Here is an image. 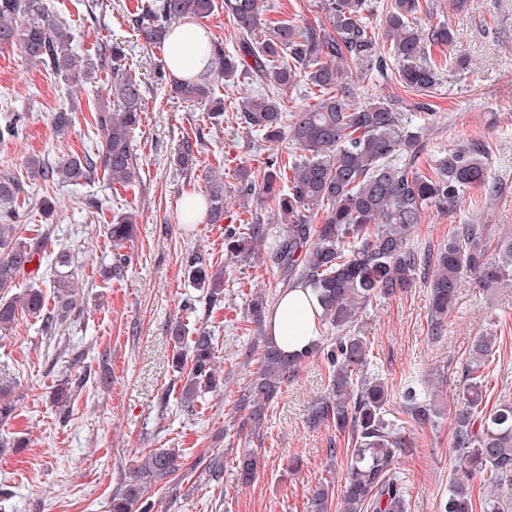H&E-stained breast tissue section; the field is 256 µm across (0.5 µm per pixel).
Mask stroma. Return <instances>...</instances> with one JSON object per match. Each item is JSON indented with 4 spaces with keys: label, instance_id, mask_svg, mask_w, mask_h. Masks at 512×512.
I'll return each mask as SVG.
<instances>
[{
    "label": "stroma",
    "instance_id": "1",
    "mask_svg": "<svg viewBox=\"0 0 512 512\" xmlns=\"http://www.w3.org/2000/svg\"><path fill=\"white\" fill-rule=\"evenodd\" d=\"M51 15L67 22L76 52L96 61L101 46L124 42L126 68L146 86L145 110L132 135L137 179L127 187L95 177L81 187L33 178L26 165L36 156L55 163L96 147L100 130L87 124L89 106L107 97L109 78L71 83L31 66L20 46L0 48V127L15 113L26 116L22 134L0 142V171L29 188L21 201L20 235L46 257L38 277L21 276L16 292L31 284L50 289L59 269L51 259L69 255L67 273L77 280V307L61 327L45 329L44 317L22 314L0 338V374L15 384V410L0 422V437L22 436L21 453L0 455V512H109V502L124 476L153 448L184 457L188 470L174 488L151 489L155 512H307V492L321 479L341 483L346 473V436L307 423L310 406L328 392L327 370L313 358L282 387L258 434H251L248 412L239 400L257 366L258 336L251 301L264 296L275 308L281 285L264 271V253L225 264L224 225L271 220L275 204L265 195L242 198V179L261 167L267 145L237 119L240 97L254 85L241 81L226 88L224 119L212 124L205 108L176 98L170 84L158 81L167 49L148 43L128 17L137 0H45ZM433 0L434 8L415 19L419 29L445 22L455 40L444 49L445 63L430 97L434 115L421 118L416 93L396 81L365 80L370 92L396 96L410 128L428 156L476 138L488 149V175L496 196L472 190L455 210L427 206L413 232L416 246H437L454 224H489L512 229V0ZM467 55L468 68L456 58ZM72 111L75 124L63 137L51 125L54 112ZM194 145L196 162L180 168L176 155L184 141ZM224 173L225 223L186 224L178 201L187 191L205 188L215 162ZM52 198L56 210L44 217L40 203ZM96 198L100 210L87 201ZM136 219L131 241L122 249L128 266L121 278L104 270L113 250L105 224L122 212ZM200 253L224 270V300L212 310L204 293L184 275L187 254ZM512 324V288L495 294L466 286L459 305L431 341L429 290L424 277L412 288L372 301L362 315V332L372 343L371 373L399 395L407 378L427 379L444 371L447 403L435 427L405 420L409 447L398 467L409 488L408 512H438L453 476L450 447L456 394L465 349L474 336L492 331L495 321ZM205 328L217 339L216 361L224 389L202 395L194 411L179 404L180 381L171 367L170 329L176 323ZM498 357L490 367L486 399H512V331L498 332ZM73 382L68 412H59L50 394L62 380ZM260 456L261 470L242 485L236 468L243 451ZM224 462L220 477L205 469L206 458ZM299 467H291V459Z\"/></svg>",
    "mask_w": 512,
    "mask_h": 512
}]
</instances>
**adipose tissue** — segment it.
Listing matches in <instances>:
<instances>
[{
	"instance_id": "adipose-tissue-1",
	"label": "adipose tissue",
	"mask_w": 512,
	"mask_h": 512,
	"mask_svg": "<svg viewBox=\"0 0 512 512\" xmlns=\"http://www.w3.org/2000/svg\"><path fill=\"white\" fill-rule=\"evenodd\" d=\"M202 31L191 22L174 25L169 34L166 64L178 81L197 79L204 63L200 51ZM318 300L311 289L292 288L283 293L268 324L274 343L293 354L313 345L318 333Z\"/></svg>"
}]
</instances>
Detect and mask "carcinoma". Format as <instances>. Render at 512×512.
Here are the masks:
<instances>
[{"instance_id": "carcinoma-1", "label": "carcinoma", "mask_w": 512, "mask_h": 512, "mask_svg": "<svg viewBox=\"0 0 512 512\" xmlns=\"http://www.w3.org/2000/svg\"><path fill=\"white\" fill-rule=\"evenodd\" d=\"M215 0H155L134 19L146 39L162 45L177 19H206ZM421 0H390L383 27L367 22V0H322L325 23L299 25L292 20L274 22L270 36H262L266 20L259 0H224V13L234 30L235 49L224 52L222 43L205 37L202 52L208 65L194 81L179 82L171 92L185 102L206 104L214 120L223 116L224 100L215 95L214 83L224 79L237 86L244 75L256 84L286 89L305 81L318 90L315 102L297 112L288 130H281L283 105L264 91L242 97L239 121L250 132H261L272 150L266 166L241 187L245 196L259 190L277 206L278 229L255 218L243 228L227 225L224 253L246 261L262 244L268 271L282 288L309 287L317 297L324 327L322 341L301 353H284L269 336L257 345V367L244 387L240 406L250 409L252 430L259 432L266 411L282 384L296 375L309 359L320 356L328 374V395L311 406L308 423L333 426L348 434L345 482L340 490V512H408L409 491L399 475L398 458L407 447L397 416L389 403L385 382L365 376L372 347L361 335L359 316L364 307L383 296L404 292L424 273L430 288V316L435 336L462 295L461 273L467 269L473 283L487 290L512 284V233L496 234L488 224H456L437 249L419 251L412 245L415 225L432 203L453 209L468 191L481 188L488 196L496 186L488 177V150L468 140L433 160L431 173L416 167L419 135L408 128L400 100L377 97L359 100L358 87L344 69L360 75H394L402 87L421 95L431 92L439 65L416 63L422 43L446 46L453 39L448 24L423 35L412 18ZM68 27L50 16L43 0H0V47L17 44L26 60L52 74L84 82L95 72L80 62ZM126 55L118 44L106 46L100 67L111 71L112 104L98 103L93 119L105 137L102 148L74 154L55 165L37 156L27 160L34 176L66 185L92 180L98 170L124 187L136 179L131 133L144 110V83L126 71ZM72 113H54L56 133L71 131ZM288 141V187L282 176L279 143ZM25 192L23 183L9 173L0 174V333L22 313L39 316L46 307L45 292L28 288L11 293L16 279L28 272L37 255L18 235L16 203ZM216 224L224 219V179L214 171L207 176L201 199L190 205L182 219L195 221L198 211ZM322 222L315 223L318 213ZM135 216L124 214L106 225L107 238L118 248L134 234ZM185 275L193 287L217 302L224 295V269H212L197 255L185 261ZM54 325L65 322L77 298L71 282L54 281ZM172 367L181 374V406L190 409L204 390L224 385L218 374L216 340L206 329L186 336L177 324L171 331ZM496 333H482L470 341L462 368L459 406L451 432L455 474L440 512H474L470 478L487 475L491 490L482 512H512V400L491 405L484 391L485 371L496 353ZM13 382L0 378V422L14 411ZM442 387L429 380L402 386L401 411L418 425L433 426L441 415ZM260 457L244 451L237 461L243 484L259 471ZM181 456L156 448L138 464L112 494L110 512H152L148 489L182 477ZM334 485L319 481L308 498L309 512H328Z\"/></svg>"}]
</instances>
